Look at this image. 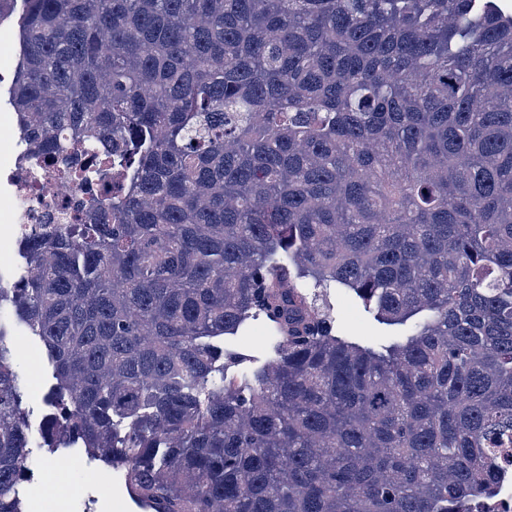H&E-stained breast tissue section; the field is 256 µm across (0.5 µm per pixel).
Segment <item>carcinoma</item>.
Wrapping results in <instances>:
<instances>
[{"label": "carcinoma", "instance_id": "cac0c4a2", "mask_svg": "<svg viewBox=\"0 0 512 512\" xmlns=\"http://www.w3.org/2000/svg\"><path fill=\"white\" fill-rule=\"evenodd\" d=\"M25 156L93 224L0 274L57 384L39 426L159 512H471L512 448V15L493 0H23ZM348 288L409 325L335 334ZM263 317L239 378L216 339ZM30 421L0 320V512ZM328 302L333 307L339 336L350 341L373 347H381L404 336L408 325H387L367 312L346 288H331Z\"/></svg>", "mask_w": 512, "mask_h": 512}]
</instances>
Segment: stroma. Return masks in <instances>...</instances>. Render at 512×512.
<instances>
[{
  "instance_id": "1",
  "label": "stroma",
  "mask_w": 512,
  "mask_h": 512,
  "mask_svg": "<svg viewBox=\"0 0 512 512\" xmlns=\"http://www.w3.org/2000/svg\"><path fill=\"white\" fill-rule=\"evenodd\" d=\"M0 125L14 120L8 98L13 73L17 65L18 23L10 16L0 20ZM328 301L336 316L338 333L350 341L379 347L405 335L402 325H387L367 312L351 291L330 289ZM8 330L15 346V364L24 388L23 405L32 424H39L51 408L45 395L54 382L52 367L41 345L28 328L16 319H9ZM226 348L236 353L239 361L230 366L233 374L260 369L270 358L266 324L261 318L247 321L233 336L226 337ZM73 460L68 478L53 476L50 467L55 459L39 434H32L30 453L36 465L17 485V495L25 512H125L122 501L126 496L123 471L91 459L81 443L65 448Z\"/></svg>"
}]
</instances>
